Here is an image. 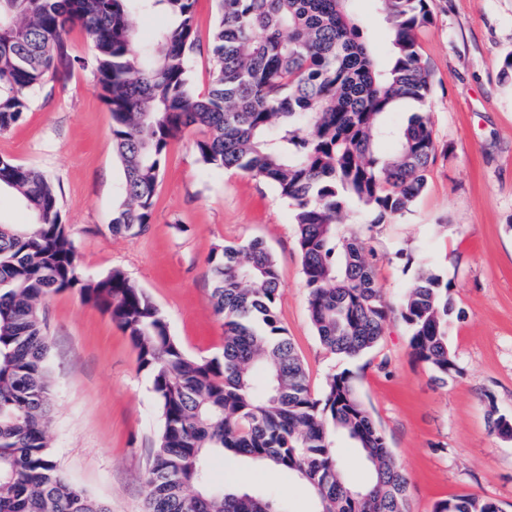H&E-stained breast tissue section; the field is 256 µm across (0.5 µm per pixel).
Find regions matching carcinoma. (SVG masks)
Here are the masks:
<instances>
[{"instance_id": "cac0c4a2", "label": "carcinoma", "mask_w": 512, "mask_h": 512, "mask_svg": "<svg viewBox=\"0 0 512 512\" xmlns=\"http://www.w3.org/2000/svg\"><path fill=\"white\" fill-rule=\"evenodd\" d=\"M196 2L0 0V133L20 121L46 78L63 81L81 64L66 45L81 28L94 46L96 84L124 174L113 233L146 230L168 147L204 128L196 142L204 166L258 176L293 208L309 316L327 350L363 356L396 313L417 361L440 378L455 371L448 285L422 266L393 307L375 283L364 240L343 228L351 211L372 224L401 218L426 187L438 151L431 73L419 52V33L432 23L430 0H374L387 27V66L352 18V0H216L214 69L202 96L188 68ZM155 10L171 25L141 42L134 16ZM406 99L419 112L390 124ZM1 191L20 202L29 221H0V512H109L59 472L47 437L43 307L67 289L127 333L151 375L164 426L143 476L146 512H282L269 494L212 486L208 460L220 454L295 474L314 497V512H410L408 479L352 373L333 375L318 397L311 392L277 319L282 283L261 240L210 253L224 348L193 358L122 271L83 276L48 175L0 157ZM338 435L369 463V484L346 481ZM435 512L502 510L491 498L459 494Z\"/></svg>"}]
</instances>
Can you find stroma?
<instances>
[{"mask_svg":"<svg viewBox=\"0 0 512 512\" xmlns=\"http://www.w3.org/2000/svg\"><path fill=\"white\" fill-rule=\"evenodd\" d=\"M433 23L419 35L432 75L430 121L438 153L412 210L390 224H348L371 249L384 298L399 304L419 266L448 284V344L457 371L436 380L411 355L409 329L388 323L356 360L328 351L310 321L291 206L248 173L210 170L198 160V130L174 140L162 165L146 232L112 233L123 173L112 147V116L101 101L81 29L67 37L81 59L67 80L47 82L20 122L0 133V157L36 168L60 188L64 224L86 278L123 271L166 316L186 353L213 356L224 323L210 298L207 258L221 245L262 240L283 288L277 305L314 394L351 371L357 392L409 483L411 512L467 493L512 512V439L491 432L512 418V0H431ZM216 0H197L190 84L210 87ZM53 399L47 435L65 478L111 512H144L142 477L162 429L151 379L130 340L73 290L45 303ZM215 486L272 493L289 512H314L293 474L235 457H213Z\"/></svg>","mask_w":512,"mask_h":512,"instance_id":"1","label":"stroma"}]
</instances>
